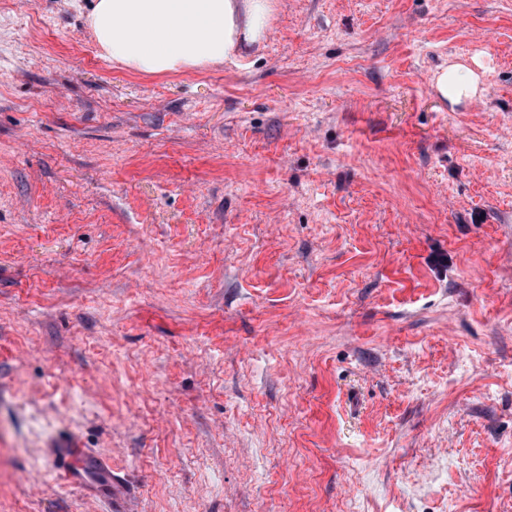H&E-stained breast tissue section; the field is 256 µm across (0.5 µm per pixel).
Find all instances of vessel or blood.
I'll return each instance as SVG.
<instances>
[{
	"mask_svg": "<svg viewBox=\"0 0 512 512\" xmlns=\"http://www.w3.org/2000/svg\"><path fill=\"white\" fill-rule=\"evenodd\" d=\"M52 461L55 469L63 472L69 484L99 488L102 496L118 501L117 481L112 476L111 467L101 458L89 456L69 446L53 449Z\"/></svg>",
	"mask_w": 512,
	"mask_h": 512,
	"instance_id": "obj_1",
	"label": "vessel or blood"
}]
</instances>
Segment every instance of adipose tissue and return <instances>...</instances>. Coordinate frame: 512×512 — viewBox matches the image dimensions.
I'll use <instances>...</instances> for the list:
<instances>
[{
  "instance_id": "ef3b65f1",
  "label": "adipose tissue",
  "mask_w": 512,
  "mask_h": 512,
  "mask_svg": "<svg viewBox=\"0 0 512 512\" xmlns=\"http://www.w3.org/2000/svg\"><path fill=\"white\" fill-rule=\"evenodd\" d=\"M274 0H94L87 21L102 53L143 74L232 61L261 42Z\"/></svg>"
}]
</instances>
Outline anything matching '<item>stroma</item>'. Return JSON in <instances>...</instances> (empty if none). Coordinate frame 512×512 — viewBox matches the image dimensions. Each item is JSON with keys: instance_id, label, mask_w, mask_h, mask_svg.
I'll return each mask as SVG.
<instances>
[{"instance_id": "obj_1", "label": "stroma", "mask_w": 512, "mask_h": 512, "mask_svg": "<svg viewBox=\"0 0 512 512\" xmlns=\"http://www.w3.org/2000/svg\"><path fill=\"white\" fill-rule=\"evenodd\" d=\"M275 2L146 75L0 0V512H112L69 442L127 512H512V0ZM433 82L437 92L453 103L460 102L462 98H471L475 94L473 74L462 65L443 68ZM54 468L64 474L72 486H93L100 489L102 496L119 503L118 484L112 477L111 467L99 457H91L79 448H52Z\"/></svg>"}]
</instances>
